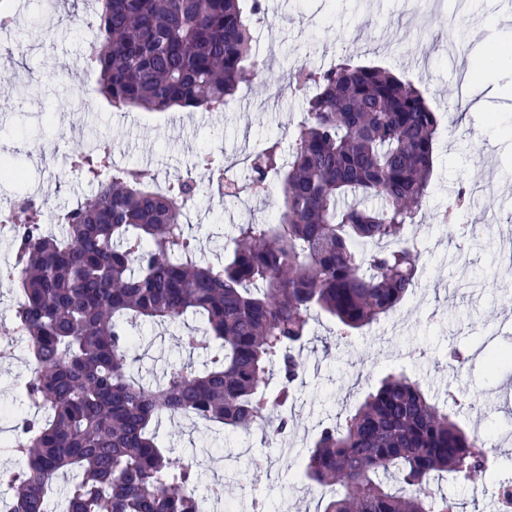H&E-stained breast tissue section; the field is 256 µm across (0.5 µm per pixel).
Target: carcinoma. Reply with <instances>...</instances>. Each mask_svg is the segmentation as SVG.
Masks as SVG:
<instances>
[{"label": "carcinoma", "instance_id": "cac0c4a2", "mask_svg": "<svg viewBox=\"0 0 512 512\" xmlns=\"http://www.w3.org/2000/svg\"><path fill=\"white\" fill-rule=\"evenodd\" d=\"M259 0H101L87 64L112 107L218 111L260 65L252 17ZM304 119L288 158L268 137L251 155L252 184L279 178L272 224L234 225L222 262L196 258L185 180L164 192L123 168L106 182V143L80 145L71 166L98 188L45 224L28 204L13 221L10 280L19 297L4 333L26 344V409L0 462L19 460L13 512H202L200 474L172 457L157 428L192 416L226 432L273 417L290 429L311 313L347 343L418 286L419 253L404 230L422 210L439 117L411 82L373 65L298 67ZM460 188L443 223L466 206ZM204 319L180 337L188 358L162 379L135 377L143 322ZM410 377L385 375L356 409L322 428L304 474L330 488L321 512H463L427 485L451 475L492 480L482 439Z\"/></svg>", "mask_w": 512, "mask_h": 512}]
</instances>
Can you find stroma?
<instances>
[{
    "label": "stroma",
    "instance_id": "obj_1",
    "mask_svg": "<svg viewBox=\"0 0 512 512\" xmlns=\"http://www.w3.org/2000/svg\"><path fill=\"white\" fill-rule=\"evenodd\" d=\"M253 19L256 53L270 76H246L220 112L164 113L116 110L94 91L97 76L76 62L97 32L96 0H6L15 16L0 32V159L24 168L17 186L0 182V203L38 191L55 210L74 207L95 186L71 172L73 148L108 142L113 166L146 168L169 183L193 177L190 232L199 255L216 261L234 225L275 213L279 189L249 208L224 201L209 174L196 166L207 152L239 163L269 136L283 150L305 100L289 85L298 66L325 70L348 57L374 63L411 80L440 118L434 173L417 224L418 286L388 317L365 328L346 346L333 345L334 325L315 317L302 350L303 373L293 426L279 442L254 429L219 440L185 421L165 422L160 434L173 454L203 460L198 493L223 481L230 497L271 500L276 512H315L317 489L298 491L302 458L322 424L353 408L390 371L418 380L430 395L456 392L464 403L458 421L475 433L505 434L498 449L503 477L512 478V368L489 370L485 350L512 348V287L496 274L502 243L512 244V14L507 0H261ZM497 49L491 74L498 93L494 112L459 109V72L481 44ZM487 170L494 188L472 195L452 225L438 221L454 191ZM183 325L145 322L135 352L137 375L159 378L186 357ZM14 346V345H13ZM465 352L458 370L444 354ZM27 354L15 345L0 356V407L23 400ZM439 493L464 502L469 512H497L494 482L475 487L448 478Z\"/></svg>",
    "mask_w": 512,
    "mask_h": 512
}]
</instances>
